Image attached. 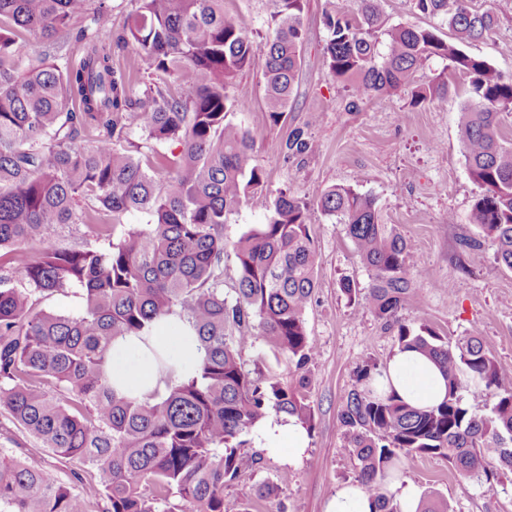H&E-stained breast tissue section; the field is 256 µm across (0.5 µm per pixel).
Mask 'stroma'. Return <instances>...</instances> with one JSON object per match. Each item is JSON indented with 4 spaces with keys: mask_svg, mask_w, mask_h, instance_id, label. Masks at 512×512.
<instances>
[{
    "mask_svg": "<svg viewBox=\"0 0 512 512\" xmlns=\"http://www.w3.org/2000/svg\"><path fill=\"white\" fill-rule=\"evenodd\" d=\"M479 11L497 10L499 24L491 37L470 45L468 54L484 59L504 78H512V9L496 0H470ZM352 9L351 0H306L303 12L305 48L288 110L272 122L264 91L265 42L273 0H224L230 16L250 24L256 52L252 66L232 88L246 102L232 119L253 137V162L267 178L264 191L250 195L224 226L227 241L264 223L276 192L291 187L308 202L330 186L344 184L374 196L382 220L397 225L415 247L423 266L445 288L418 280L420 300L405 310L406 323L422 322L450 336H480L505 372L512 374V272L500 268L496 246L470 224L468 215L482 188L470 176L461 141V108L469 97V81L450 75L455 90L429 104L412 105L406 93L376 96L351 106L347 82L333 77L323 64L327 30L324 14L331 8ZM386 25L398 24L434 31L448 38L439 19L416 11L411 0H380ZM316 141L303 160L284 161L282 146L294 128ZM456 223H449V215ZM317 252L316 280L305 319L307 334L317 349L312 365L309 400L313 421L309 443L298 466L264 455L260 467L224 488L226 512H324L336 486L354 481L355 460L348 451L338 415L355 383L359 365L385 363L397 348L393 332L384 330L360 303L350 301L340 285L358 288L370 282L352 241L342 225L320 211L310 213ZM474 240L471 248L463 240ZM0 448L38 464L54 481L67 480L70 466L0 414ZM399 472L420 488L423 501H447L451 512H512V481L488 488L464 477L439 456L401 459ZM269 488L259 496L260 488Z\"/></svg>",
    "mask_w": 512,
    "mask_h": 512,
    "instance_id": "35a3bbf8",
    "label": "stroma"
}]
</instances>
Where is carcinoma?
<instances>
[{
  "instance_id": "obj_1",
  "label": "carcinoma",
  "mask_w": 512,
  "mask_h": 512,
  "mask_svg": "<svg viewBox=\"0 0 512 512\" xmlns=\"http://www.w3.org/2000/svg\"><path fill=\"white\" fill-rule=\"evenodd\" d=\"M117 37L105 25L106 0H0V411L55 456L72 460L76 491L0 448V512H224V484L262 457L242 436L270 411L309 427V366L316 350L305 314L316 288V247L309 205L289 190L272 200L266 223L229 243L224 224L249 195L265 188L251 163L250 132L229 119L245 104L230 93L250 68L253 30L224 13V0H130ZM266 43L265 90L277 122L293 93L305 42V0H276ZM414 8L451 31L384 27L378 0H355L350 17L326 12L324 61L350 82L353 103L411 89L412 105L448 95V78L413 85L432 57L469 79L462 140L471 177L485 189L469 221L496 244L512 271V140L501 135L512 116V81L464 47L497 27L495 12L469 0H413ZM53 41L65 34L80 57L14 49L19 31ZM133 45L148 81L112 68V43ZM140 142L132 141L133 131ZM176 142L181 152L156 167L148 151ZM300 128L283 158L314 153ZM344 226L369 272L362 309L396 330L399 347L435 359L448 399L418 409L376 396L380 365L356 371L339 414L356 459L357 482L381 493L400 456L438 455L461 475L494 488L512 473V376L477 336L452 338L401 312L419 301L417 280L445 284L420 266L394 224L380 222L378 203L350 185L316 201ZM139 213L142 224H128ZM65 224L87 228L100 246L59 240ZM124 228L115 236L117 228ZM238 264L224 290V254ZM78 289L82 310L60 314L42 302ZM177 313L194 329L204 356L188 379L138 401L117 395L103 365L112 341L139 335ZM262 337L299 376L282 382L242 352ZM492 397L484 415L465 401ZM96 476H83V468Z\"/></svg>"
}]
</instances>
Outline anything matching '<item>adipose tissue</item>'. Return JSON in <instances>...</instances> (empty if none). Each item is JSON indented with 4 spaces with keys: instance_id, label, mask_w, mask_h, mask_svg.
<instances>
[{
    "instance_id": "ef3b65f1",
    "label": "adipose tissue",
    "mask_w": 512,
    "mask_h": 512,
    "mask_svg": "<svg viewBox=\"0 0 512 512\" xmlns=\"http://www.w3.org/2000/svg\"><path fill=\"white\" fill-rule=\"evenodd\" d=\"M161 357L172 367L176 382L191 376L203 357L192 328L178 316L165 317L143 335L113 340L105 374L116 393L142 400L165 388L157 364ZM382 384L386 393L420 408L437 406L448 394L442 371L412 348L395 349L383 368ZM253 432L262 448L292 466L300 462L308 446L305 428L289 415L260 421Z\"/></svg>"
}]
</instances>
